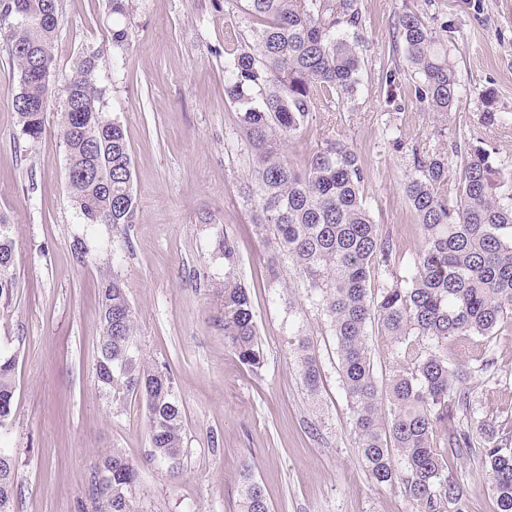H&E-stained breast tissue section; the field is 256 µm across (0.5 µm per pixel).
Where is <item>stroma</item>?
Returning <instances> with one entry per match:
<instances>
[{"mask_svg":"<svg viewBox=\"0 0 512 512\" xmlns=\"http://www.w3.org/2000/svg\"><path fill=\"white\" fill-rule=\"evenodd\" d=\"M360 0L358 51L365 60L355 103L316 113L306 131L284 139L293 162L326 135L347 141L367 168L363 194L398 260L372 279L371 293L408 276L423 244L405 196L411 146L466 150L482 131L500 163L512 166V0ZM446 17L457 99L447 137L406 91L386 102L385 73L403 61L397 15ZM52 99L82 49L104 47L97 81L106 113L125 127L132 159L134 224L82 223L66 183L57 116L39 141L22 137L13 109L17 77L0 41V215L15 226L17 287L0 307V348L16 352L14 422L4 444L16 459L14 512H80L88 503L89 462L116 450L139 466L136 512H240V475L263 487L271 512H411L399 486H375L352 431L336 340L321 307L288 260L256 231L259 210L246 185L249 145L239 113L224 96V39L250 36L235 0H133L130 50L107 49L106 0H59ZM495 92L502 124L480 128L482 95ZM404 148L393 146L394 139ZM236 243L226 267L219 243ZM84 260H77L76 245ZM247 288L263 354L242 364L224 341L225 276ZM119 279L136 316L144 358L170 369L186 418L179 471L150 460L145 407H110L100 398L95 363L98 288ZM312 337L323 384L309 400L288 343ZM448 360L466 371L475 418L512 441V318L491 336L449 340ZM448 466L464 490L466 512H496L491 480L468 456Z\"/></svg>","mask_w":512,"mask_h":512,"instance_id":"stroma-1","label":"stroma"}]
</instances>
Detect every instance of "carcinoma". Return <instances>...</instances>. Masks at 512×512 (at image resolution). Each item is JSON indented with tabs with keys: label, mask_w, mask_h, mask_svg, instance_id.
<instances>
[{
	"label": "carcinoma",
	"mask_w": 512,
	"mask_h": 512,
	"mask_svg": "<svg viewBox=\"0 0 512 512\" xmlns=\"http://www.w3.org/2000/svg\"><path fill=\"white\" fill-rule=\"evenodd\" d=\"M109 44L129 49L123 19L132 0H107ZM251 43L224 45V95L240 112L253 155L250 192L260 209L257 229L307 283L309 299L323 307L336 337L340 376L353 411L356 447L378 486L399 484L414 512L452 505L464 512V491L448 460L469 454L492 478L496 512H512V446L499 441L471 414L463 387L467 373L448 363L445 346L455 336L491 335L512 314V167L495 160L483 137L453 164L448 153L412 148L413 171L405 194L423 234L409 277L380 294L369 282L392 266V248L374 223L362 189L367 172L348 143L325 138L303 166L281 156V137L304 133L317 112H333L355 99L364 67L350 32L361 25L359 0H243ZM58 0H3L0 39L8 43L19 90L13 99L21 133L36 141L47 113H59L66 149L67 187L86 224H132L136 199L131 156L120 121L106 116L96 82L103 48L80 53L54 109L47 90L54 69ZM407 70L418 75L411 93L437 115L441 136L457 95L448 51L454 25L433 27L406 7L398 15ZM495 93L483 94L479 124H499ZM13 225L0 217V304L10 302ZM101 336L95 364L97 388L112 405L127 397L144 403L150 456L172 466L183 456L182 405L167 367L149 364L135 340V316L125 285L112 279L99 288ZM224 339L239 360L257 368L262 356L245 288L224 277ZM394 342L430 341L411 362L399 361L384 388L373 375L368 325ZM299 379L310 396L321 375L313 343L297 333L289 341ZM16 356L0 351V436L13 425ZM444 431L442 446L434 436ZM91 512H135L137 467L116 451L91 460ZM15 458L0 448V512H14ZM242 512H270L260 484L242 474Z\"/></svg>",
	"instance_id": "1"
}]
</instances>
